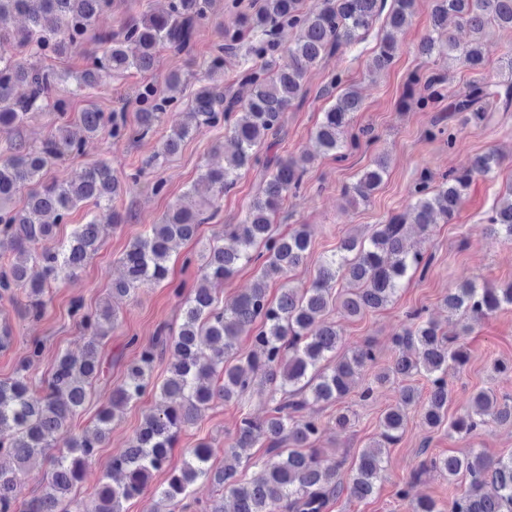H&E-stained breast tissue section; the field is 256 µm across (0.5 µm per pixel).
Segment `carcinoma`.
<instances>
[{
    "mask_svg": "<svg viewBox=\"0 0 512 512\" xmlns=\"http://www.w3.org/2000/svg\"><path fill=\"white\" fill-rule=\"evenodd\" d=\"M112 0H0V18L20 15L28 26L13 35L0 29V238L13 245L7 270L0 274V298L14 297L13 289L23 290L27 310L36 316L44 307V297L52 285L74 275L101 247L99 223L121 222L114 202L130 190V185L114 176L111 167L99 162L81 168L65 181H47L45 169L55 158L81 151L82 141L68 126L61 125L39 147L26 144L20 127L27 115L43 108L65 78L78 91L93 89L100 75L120 76L135 70H154L162 48L187 49L198 29L209 20L210 0H164L163 8L136 19L120 22L116 32H96V19L111 8ZM227 7L240 12L236 26L217 27L218 45L209 62L206 83L194 93L183 121L171 126L157 150L143 162L145 169H157L175 155L195 131L224 125V137L232 151L224 156V166L208 168L199 180L212 196L194 200V190L185 192L159 224L150 226L145 236L133 241L122 257L124 275L112 282V298L127 297L137 288L165 280L169 262L178 247L197 237L200 226L215 220L218 201L242 175L259 162L257 149L276 143L282 117L288 108L303 101L306 77L342 44L362 40L380 17L385 31L371 58L370 69H388L400 49L395 38L414 13L416 0H316L310 7L304 0H263L253 13L241 10V0H228ZM430 29L417 45L427 60L452 58L458 64L477 69L484 66L495 48L483 40L487 25L512 29V0H428ZM460 17L474 34L466 45L443 37L448 16ZM284 28L296 31L293 43L285 46L278 38ZM96 44L92 66L67 76L50 67H38L21 56L32 46L39 57L61 56ZM133 44L137 53L129 55ZM288 54V66L277 64ZM237 60L232 71L224 55ZM509 79L490 86L472 82L458 95L448 96L445 78L433 73L414 77L406 97L416 99L422 110L450 98L448 118L466 124L474 119L487 124L495 113L512 110V58L508 60ZM223 78L229 85L249 88L246 98L236 93L216 94L211 82ZM343 74L335 73L325 83L328 97L343 88L336 102L323 112L314 138L323 155L338 161L360 146L361 139H374L365 130H354L353 113L362 102L350 86L343 87ZM26 86L19 96L16 89ZM181 76L166 77L168 93L151 83L141 85L135 95L134 115L137 133L145 137L156 131L168 112L180 111L177 90ZM84 131L94 136L106 130L114 138L127 133L122 112L88 109L79 115ZM314 162L307 154L265 160L269 171L260 192L252 200L241 221L223 224L204 250L185 256L184 263L197 268V286L185 300L178 328L142 343L132 336L129 344L138 347L135 361L126 365L122 382L112 389L110 405L96 415L92 431L71 432L72 420L83 409L89 391L102 373V339L118 323L117 312L109 303L90 311L79 301L70 312L86 336L80 357L59 355L48 380L37 394L25 375L27 365L42 355V343L27 346L17 376L0 381V430L13 429V438L0 440L13 459L9 468L0 466V512H69V494L84 469L97 456L111 432L113 409L140 400L153 389L151 374L163 355L170 360L169 376L160 385L163 403L151 408L134 433L128 448L112 458V473L122 480L103 482L95 491L93 512H122V502L139 495L152 473L163 470L169 461L179 433L195 424L216 400H238L253 385L256 375L274 394L270 415L258 420L245 413L236 427L234 444L224 450V466L211 465L213 449L201 442L192 449L179 471L170 475L158 494L174 503L186 496L187 488L200 478L219 487L232 499V506L219 500L210 512H323L329 496L343 490L358 499L371 496L383 470V448L404 431L408 410L420 403L421 393L413 384L418 376L431 380L423 406V418L432 428L448 425V432L469 435L489 423H512V397L498 399L478 391L470 407L448 419L449 391L441 374L448 364L464 365L468 349L459 337H447L431 321L410 314L413 324L396 336L397 353L391 364L379 372L374 384L399 382V396L381 416V440L364 449L354 468L345 473L339 465L324 466L316 448L321 425L309 412L318 403L345 399L355 378L376 356L369 346L337 355L339 333L328 320L330 309L358 316L389 304L409 271H426L428 262L419 251L406 245V228L422 236L431 234L433 225L449 223L471 181L490 177L502 159L494 150L473 157L463 169L439 185L423 173L409 189L406 210L383 224L372 227L367 236H348L336 251L319 260L317 275L308 288L282 284L276 301L267 297L269 282L287 277L288 272L308 258L310 240L304 227L288 234L274 229L275 216L288 199L296 196L304 176ZM385 156L380 154L361 177L347 187L352 204L367 202L383 180ZM26 193L23 207L13 199ZM91 202L97 212L80 224L70 239L54 251L37 252L36 245L49 237L79 205ZM490 237L512 241V188L502 196L488 218ZM229 238L233 245L220 244ZM254 265L253 287L230 304L218 305L207 284L228 279L241 267ZM352 287L338 290L339 281ZM448 311L463 320L487 317L505 305H512V284L505 288H479L469 280L448 292ZM249 335L256 350L253 357L239 358V336ZM265 439L269 460L248 482L237 479L241 450ZM63 442L67 453L50 461L45 487L38 495L21 498L23 475L46 449ZM435 471L453 481L465 478L466 490L448 503V512H512V455L491 458L480 452L465 457L435 456L421 462L419 472Z\"/></svg>",
    "mask_w": 512,
    "mask_h": 512,
    "instance_id": "1",
    "label": "carcinoma"
}]
</instances>
